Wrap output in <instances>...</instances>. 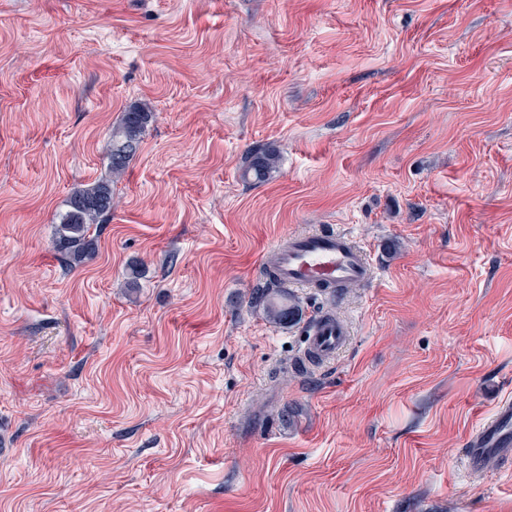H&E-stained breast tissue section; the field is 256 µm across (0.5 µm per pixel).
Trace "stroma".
Masks as SVG:
<instances>
[{"label":"stroma","instance_id":"obj_1","mask_svg":"<svg viewBox=\"0 0 512 512\" xmlns=\"http://www.w3.org/2000/svg\"><path fill=\"white\" fill-rule=\"evenodd\" d=\"M98 180L72 268L57 217ZM329 228L374 275L296 289L350 330L299 370L251 293ZM503 398L512 0H0V512H512V475L461 461ZM153 117L146 105L130 106L123 112L120 123L112 130L106 145L112 175L120 177L137 155L148 125ZM279 170V154L274 148L258 149L247 157L243 177L254 182H265ZM112 205L111 181H96L76 190L68 200V209L59 214L55 224L54 249L70 264H82L97 247L92 226L104 222Z\"/></svg>","mask_w":512,"mask_h":512}]
</instances>
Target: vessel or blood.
I'll list each match as a JSON object with an SVG mask.
<instances>
[{"label": "vessel or blood", "mask_w": 512, "mask_h": 512, "mask_svg": "<svg viewBox=\"0 0 512 512\" xmlns=\"http://www.w3.org/2000/svg\"><path fill=\"white\" fill-rule=\"evenodd\" d=\"M271 266L287 286L319 289L341 288L369 282L373 270L365 251L341 229L295 232L284 235L271 250ZM304 359L323 363L348 341L347 324L334 316L320 315L305 327ZM463 464L471 469L504 468L512 463V402L501 401L491 416L468 434Z\"/></svg>", "instance_id": "obj_1"}]
</instances>
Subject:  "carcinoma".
<instances>
[{
	"instance_id": "1",
	"label": "carcinoma",
	"mask_w": 512,
	"mask_h": 512,
	"mask_svg": "<svg viewBox=\"0 0 512 512\" xmlns=\"http://www.w3.org/2000/svg\"><path fill=\"white\" fill-rule=\"evenodd\" d=\"M153 113L145 105H134L123 112L120 123L112 130L106 145L112 175L125 173L137 155ZM279 170V154L273 148L258 149L247 157L243 177L254 182H265ZM112 182L96 181L76 190L68 200L67 210L58 216L53 238L54 249L70 264L78 266L91 256L97 239L91 234L95 224L104 222L112 212ZM252 304L263 310L273 323L290 327L298 323L299 302L284 288H277L267 279L264 285L253 289Z\"/></svg>"
}]
</instances>
